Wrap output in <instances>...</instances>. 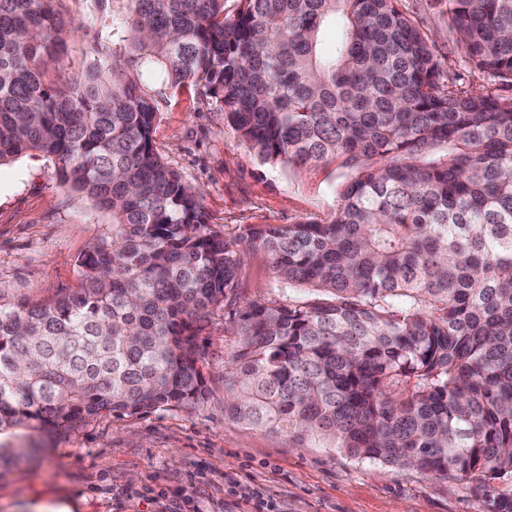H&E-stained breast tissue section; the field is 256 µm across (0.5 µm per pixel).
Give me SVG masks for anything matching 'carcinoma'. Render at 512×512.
<instances>
[{"label":"carcinoma","mask_w":512,"mask_h":512,"mask_svg":"<svg viewBox=\"0 0 512 512\" xmlns=\"http://www.w3.org/2000/svg\"><path fill=\"white\" fill-rule=\"evenodd\" d=\"M62 2L0 0V166L50 159L112 235L79 287L0 292V469L104 412L205 406L197 339L227 308L225 416L421 473L512 476V0H447L485 89L443 70L401 0H112L98 58L60 85L49 63L82 29ZM188 82L262 162L354 166L331 218L211 228L154 142L156 88ZM256 249L308 296L240 298Z\"/></svg>","instance_id":"obj_1"}]
</instances>
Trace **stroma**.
<instances>
[{
	"label": "stroma",
	"mask_w": 512,
	"mask_h": 512,
	"mask_svg": "<svg viewBox=\"0 0 512 512\" xmlns=\"http://www.w3.org/2000/svg\"><path fill=\"white\" fill-rule=\"evenodd\" d=\"M62 8L82 29L57 65L59 78L92 64L93 34L112 5L64 0ZM402 8L446 68L467 85L486 86L484 74L459 53L444 0H402ZM154 140L162 157L201 190L210 226L231 234L327 220L352 176L332 159L261 163L190 84L166 91ZM111 231V215L62 189L45 157L25 155L0 167V290L9 299H49L76 288L80 256ZM240 278L246 297L283 296L263 252L246 257ZM229 321L227 311H217L198 340L210 387L203 408L107 413L53 435L44 459L0 471V512H33L67 494L83 498L81 512H167L174 501L181 512H227L228 479L239 482L241 494L228 512H254L257 493L277 512H491L488 491L476 482L362 461L323 442L299 444L225 418Z\"/></svg>",
	"instance_id": "stroma-1"
}]
</instances>
